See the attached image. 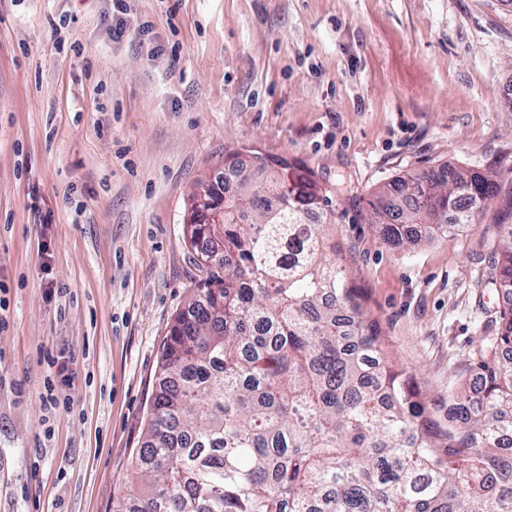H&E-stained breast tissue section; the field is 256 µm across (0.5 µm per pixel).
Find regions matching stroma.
<instances>
[{"mask_svg": "<svg viewBox=\"0 0 512 512\" xmlns=\"http://www.w3.org/2000/svg\"><path fill=\"white\" fill-rule=\"evenodd\" d=\"M508 99L512 0H0V512H117L197 275L188 201L232 149L331 191L339 262L445 424L500 320V199L400 248L369 203L444 162L512 195Z\"/></svg>", "mask_w": 512, "mask_h": 512, "instance_id": "1", "label": "stroma"}]
</instances>
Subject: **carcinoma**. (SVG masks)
<instances>
[{"mask_svg": "<svg viewBox=\"0 0 512 512\" xmlns=\"http://www.w3.org/2000/svg\"><path fill=\"white\" fill-rule=\"evenodd\" d=\"M224 223L185 226L202 272L162 346L146 440L119 512H512V199L480 286L506 302L448 426L412 390L337 262L332 215L252 153ZM498 195L494 175L442 163L370 202L394 246L452 237Z\"/></svg>", "mask_w": 512, "mask_h": 512, "instance_id": "1", "label": "carcinoma"}]
</instances>
